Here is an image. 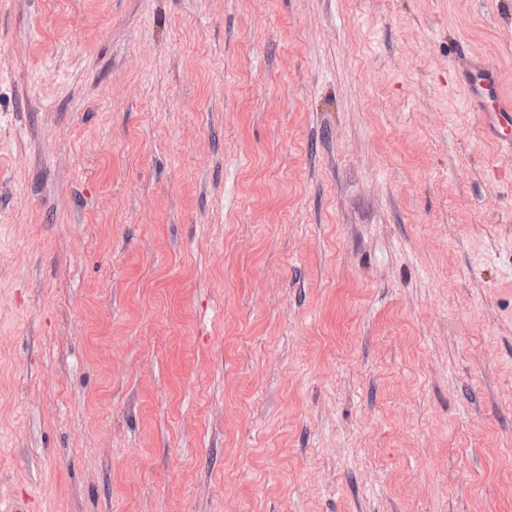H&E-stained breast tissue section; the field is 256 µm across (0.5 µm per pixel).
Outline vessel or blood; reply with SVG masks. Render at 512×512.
I'll list each match as a JSON object with an SVG mask.
<instances>
[{"label":"vessel or blood","mask_w":512,"mask_h":512,"mask_svg":"<svg viewBox=\"0 0 512 512\" xmlns=\"http://www.w3.org/2000/svg\"><path fill=\"white\" fill-rule=\"evenodd\" d=\"M469 99L481 112L486 138L498 153L512 158V96L504 92L500 70L493 61L477 58L465 76Z\"/></svg>","instance_id":"vessel-or-blood-1"}]
</instances>
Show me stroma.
Listing matches in <instances>:
<instances>
[{
	"label": "stroma",
	"instance_id": "35a3bbf8",
	"mask_svg": "<svg viewBox=\"0 0 512 512\" xmlns=\"http://www.w3.org/2000/svg\"><path fill=\"white\" fill-rule=\"evenodd\" d=\"M512 0H0V500L512 512ZM469 99L482 112L486 138L498 153L512 158V97L503 91L500 70L488 59L476 58L466 73Z\"/></svg>",
	"mask_w": 512,
	"mask_h": 512
}]
</instances>
